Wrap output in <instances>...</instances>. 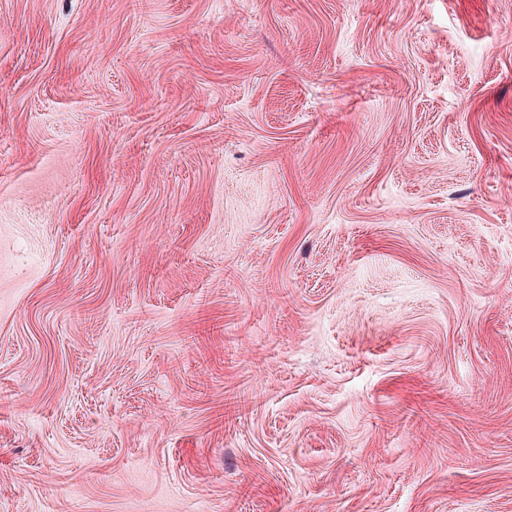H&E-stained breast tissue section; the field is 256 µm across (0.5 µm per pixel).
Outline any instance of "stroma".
<instances>
[{
    "mask_svg": "<svg viewBox=\"0 0 512 512\" xmlns=\"http://www.w3.org/2000/svg\"><path fill=\"white\" fill-rule=\"evenodd\" d=\"M0 512H512V0H0Z\"/></svg>",
    "mask_w": 512,
    "mask_h": 512,
    "instance_id": "1",
    "label": "stroma"
}]
</instances>
